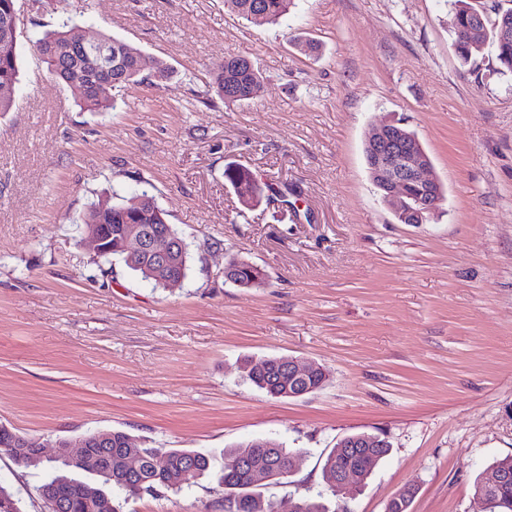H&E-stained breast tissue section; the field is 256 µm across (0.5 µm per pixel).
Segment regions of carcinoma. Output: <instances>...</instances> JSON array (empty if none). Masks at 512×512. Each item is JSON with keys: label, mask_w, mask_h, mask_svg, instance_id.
Wrapping results in <instances>:
<instances>
[{"label": "carcinoma", "mask_w": 512, "mask_h": 512, "mask_svg": "<svg viewBox=\"0 0 512 512\" xmlns=\"http://www.w3.org/2000/svg\"><path fill=\"white\" fill-rule=\"evenodd\" d=\"M18 0H0V113L9 112L15 105L16 89L19 83L20 65L17 52V35L12 32L11 23L17 11ZM294 0H224V6L240 18L255 25L275 24L285 16ZM453 16L460 25L478 30L479 47L455 45V51L462 63L471 62L479 49L491 45L494 48L500 74H512V40L503 43L498 39V30L504 24H512V8L503 10L493 6L494 17H489L480 0H451ZM87 39L90 53H106L118 57L123 65L117 71L100 69L84 71L71 66L60 54L62 46ZM37 50L47 64L50 75L63 85L77 83L81 87L80 99L83 107L90 112H109L118 107L117 100L99 91L102 81L118 79V84L141 81V53L123 39L97 31L88 36L84 27L76 23H64L46 30L37 40ZM263 77L258 67L250 59L232 53L224 56L212 73V88L224 100V106L240 105L258 98L263 91ZM224 180L230 184L247 208L260 205L265 197L266 184L248 167L239 163H229L224 167ZM408 207L395 214L401 224H424L433 212H425L417 204L421 197V187H407ZM141 203L137 208H124L121 204L110 210H100L92 204L83 216L85 224H107L112 226V241L119 237V226L140 224L152 231L163 228L167 221L166 213L159 207L155 198L147 192L140 194ZM230 279L248 284L263 279L261 270L240 264L230 268ZM246 379L267 396L274 399L288 397V391L302 390L309 386L321 388L322 375L315 373L306 381H291L288 376L270 368L261 371L254 362L245 366ZM89 437L105 444L107 452L104 465L92 472L94 479L82 480L72 476L80 468L69 461H61V466H46L51 477L40 486L39 494L57 489L64 493L61 512H120L112 498V489L117 488L131 497L154 494L162 489L179 492L183 487L182 472L192 463L197 476L212 473L214 458L206 453L188 448H148L141 440L125 431L102 430L89 434ZM133 451L140 456L139 466L128 473L127 455ZM389 454L387 448H355L338 458L343 464L347 458H360L361 479L371 474L379 460ZM244 457L248 466L237 471L221 470L218 484L224 489V512H274V502L267 499L258 488L248 489L247 483L256 469H271L277 465L293 466L304 458V452L287 448L270 439H257L224 450V458ZM500 502L489 499L483 501L493 512H512V478L499 489ZM0 512H20L19 501L6 487L0 485Z\"/></svg>", "instance_id": "carcinoma-1"}]
</instances>
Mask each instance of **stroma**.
I'll list each match as a JSON object with an SVG mask.
<instances>
[{"label": "stroma", "instance_id": "stroma-1", "mask_svg": "<svg viewBox=\"0 0 512 512\" xmlns=\"http://www.w3.org/2000/svg\"><path fill=\"white\" fill-rule=\"evenodd\" d=\"M22 77L0 114V425L36 442L123 430L150 447L222 456L262 438L306 450L279 512L325 492L321 455L354 433L391 451L349 512H476L474 485L512 456V74L493 48L462 65L450 0H295L256 26L224 0H19ZM70 21L164 60L171 81L113 88L82 110L35 46ZM318 41L309 55L296 37ZM264 90L228 109L210 92L226 53ZM392 119L445 187L424 224H401L369 179L363 145ZM287 194L245 209L224 167ZM152 195L189 244L163 290L80 240L90 203ZM238 258L265 283L224 281ZM293 356L323 388L273 399L245 361ZM44 471L0 452V485L45 512ZM123 512H224L216 478L126 498Z\"/></svg>", "mask_w": 512, "mask_h": 512}]
</instances>
